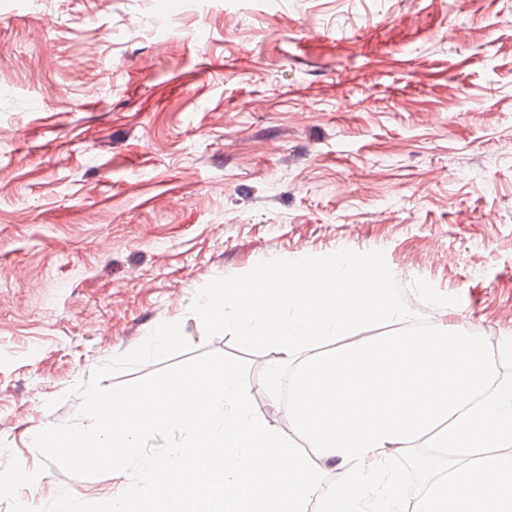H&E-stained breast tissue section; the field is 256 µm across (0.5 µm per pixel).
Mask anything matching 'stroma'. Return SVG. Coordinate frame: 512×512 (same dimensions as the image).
I'll return each mask as SVG.
<instances>
[{
	"label": "stroma",
	"instance_id": "1",
	"mask_svg": "<svg viewBox=\"0 0 512 512\" xmlns=\"http://www.w3.org/2000/svg\"><path fill=\"white\" fill-rule=\"evenodd\" d=\"M0 456L274 257L383 251L411 309L512 338V0H0ZM58 467L18 492L96 502Z\"/></svg>",
	"mask_w": 512,
	"mask_h": 512
}]
</instances>
